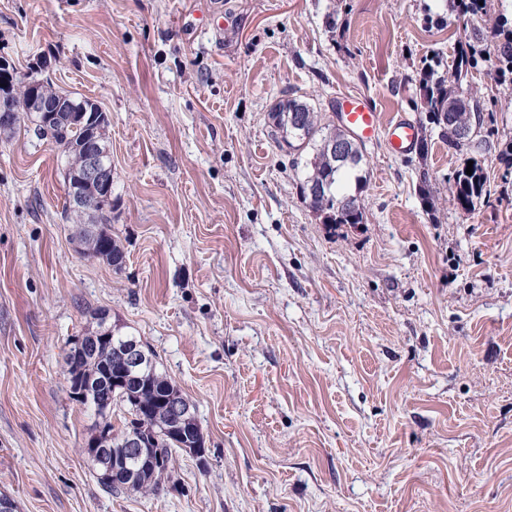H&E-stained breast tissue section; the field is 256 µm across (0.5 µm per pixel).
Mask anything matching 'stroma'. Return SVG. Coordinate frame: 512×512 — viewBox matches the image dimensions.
I'll return each mask as SVG.
<instances>
[{
  "instance_id": "1",
  "label": "stroma",
  "mask_w": 512,
  "mask_h": 512,
  "mask_svg": "<svg viewBox=\"0 0 512 512\" xmlns=\"http://www.w3.org/2000/svg\"><path fill=\"white\" fill-rule=\"evenodd\" d=\"M450 0H0V57L109 118L112 235L79 253L65 160L0 134V492L17 512H512V91L468 150L419 110L466 46ZM424 125L427 157L364 144L363 219L324 223L270 118L339 94ZM491 193L449 199L468 158ZM141 339L208 453L157 497L81 451L69 341Z\"/></svg>"
}]
</instances>
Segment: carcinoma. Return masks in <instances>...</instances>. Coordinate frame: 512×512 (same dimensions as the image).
<instances>
[{
	"label": "carcinoma",
	"instance_id": "cac0c4a2",
	"mask_svg": "<svg viewBox=\"0 0 512 512\" xmlns=\"http://www.w3.org/2000/svg\"><path fill=\"white\" fill-rule=\"evenodd\" d=\"M457 4V15L465 21L464 34L468 41L469 53L459 55L451 74L453 84H447V78L438 74L434 66L423 68L420 86L422 109L426 112L428 123L441 129L448 137V147L462 150L473 137L481 132L486 121L493 115L485 96L470 89L459 90V85L467 76L469 69L477 67L481 61H490L496 77L501 84L512 86V26L508 18L495 12L493 0H452ZM37 83L41 94L51 101L71 100V97L57 90L49 81L31 78ZM296 113L303 117L305 132L300 137H292L289 132V117ZM274 126L282 132V140L294 151L296 160L303 154L313 151L306 162L309 168L304 184L314 182L328 186V192L309 200L312 211L324 216L327 224L362 223V211L359 201L360 192L367 178L362 175L364 154L357 143L350 146L351 161L340 163L331 158L326 145L331 139L341 137L336 125L325 120L323 113L306 101L291 98L279 104L272 113ZM39 137L68 158V168L76 164L77 153L74 145L80 130L73 125L69 113L60 112L50 123L48 130L35 127ZM467 165L455 170L449 192L454 203L463 209L473 205L474 200L488 194V177L478 163H473L472 174H466ZM352 197L350 203L338 205L342 199ZM66 222L73 225L76 238L83 245L82 254L87 257L107 260L114 269L123 266L124 252L118 241L108 229L111 223V211L98 206L88 207L84 211H72L65 207ZM68 381L81 378L91 391L92 399L98 407V413L107 408H119L123 414L116 417L112 424V440H117L129 424V418L138 416L143 405H152L157 410L161 405L157 400L188 404L190 400L176 387L167 374L154 370L144 383L130 382L124 389H112V383L104 378V371L115 372L120 367L119 358L112 352V346L99 342L97 346L83 355L67 354ZM142 422L151 424V414H144ZM153 425V424H151ZM192 427L199 428L196 421L186 422L175 415H160V423L153 425L150 435L151 446L161 451V462L142 471L139 484L126 487L123 483L99 480L100 485L110 493L119 494L128 490L158 495L165 490V479L173 457V452L182 448L185 440L176 435V431Z\"/></svg>",
	"mask_w": 512,
	"mask_h": 512
}]
</instances>
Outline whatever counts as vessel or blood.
<instances>
[{
	"mask_svg": "<svg viewBox=\"0 0 512 512\" xmlns=\"http://www.w3.org/2000/svg\"><path fill=\"white\" fill-rule=\"evenodd\" d=\"M342 120L357 134L360 140L370 142L379 132H386L392 156L401 157L410 153L416 146L419 132L416 121L400 116L388 126H381L376 107L368 100L349 98L343 100Z\"/></svg>",
	"mask_w": 512,
	"mask_h": 512,
	"instance_id": "1",
	"label": "vessel or blood"
}]
</instances>
